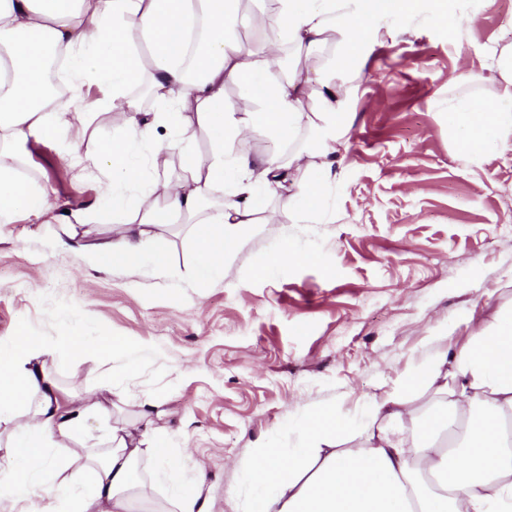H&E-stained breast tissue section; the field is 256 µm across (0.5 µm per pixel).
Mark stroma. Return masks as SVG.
<instances>
[{
  "label": "stroma",
  "mask_w": 512,
  "mask_h": 512,
  "mask_svg": "<svg viewBox=\"0 0 512 512\" xmlns=\"http://www.w3.org/2000/svg\"><path fill=\"white\" fill-rule=\"evenodd\" d=\"M478 27L455 37L431 0L371 35L354 61L348 154L327 186L321 223L254 224L222 278L201 281L186 234L168 276L138 265L91 270L57 224L0 226V336L26 329L52 343L83 334L142 346L133 368L108 355L47 370L83 399L111 381L113 419L155 404L179 474L204 468L207 512L253 495L241 463L261 447L291 451L317 406L362 442L371 400L424 356L466 341L512 306V140L465 159L443 108L456 66L482 71L512 30V0H454ZM65 141H29V165L71 209L106 208L95 178L76 179ZM287 244V260L271 257ZM112 419V420H113Z\"/></svg>",
  "instance_id": "stroma-1"
}]
</instances>
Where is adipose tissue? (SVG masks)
Listing matches in <instances>:
<instances>
[{
  "label": "adipose tissue",
  "instance_id": "obj_1",
  "mask_svg": "<svg viewBox=\"0 0 512 512\" xmlns=\"http://www.w3.org/2000/svg\"><path fill=\"white\" fill-rule=\"evenodd\" d=\"M251 2L0 0V224L65 225L69 248L98 270L137 262L148 239L158 272L170 254L159 226L183 224L197 274L215 278L240 246L235 230L266 212V191L289 189V219L318 221L344 145L348 90L336 74L358 80L351 61L372 28L413 13L418 0H265L259 11ZM239 25L277 39L254 48L237 37ZM486 68L460 66L448 79L496 87L490 98L447 101L463 157L512 140V39L489 49ZM142 84L156 113L135 93ZM93 86L102 97L89 98ZM230 86L242 91L234 107ZM99 111L119 113L122 132L78 155V174L97 179L112 204L70 212L31 173L25 145L69 137L81 146L83 117ZM195 123L210 136L204 157L189 135ZM161 124L174 135L158 138ZM258 129L287 145V157L238 152L241 136ZM176 159L180 173L159 180ZM80 224L111 225L112 235L83 242ZM56 350L26 330L0 337V423L12 426L0 447V503L11 512H133L145 494L139 464L151 460L165 474L170 450L132 421L113 428L107 445L69 447L104 405L61 400L46 370ZM430 390L442 396L436 406L403 408L406 394ZM376 410L387 424L367 447H337L347 426L318 407L291 454L259 449L246 470L267 494L246 500L245 512H512V308L497 309L455 352L430 353Z\"/></svg>",
  "mask_w": 512,
  "mask_h": 512
}]
</instances>
